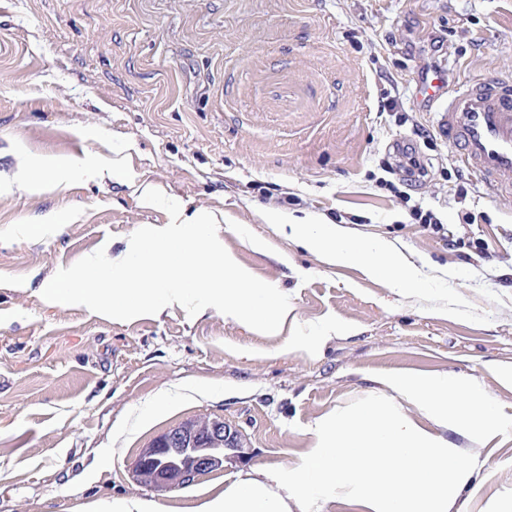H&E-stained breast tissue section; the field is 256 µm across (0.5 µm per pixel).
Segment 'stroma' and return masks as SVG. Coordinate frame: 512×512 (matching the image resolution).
<instances>
[{
    "label": "stroma",
    "mask_w": 512,
    "mask_h": 512,
    "mask_svg": "<svg viewBox=\"0 0 512 512\" xmlns=\"http://www.w3.org/2000/svg\"><path fill=\"white\" fill-rule=\"evenodd\" d=\"M434 69L448 81L428 100ZM487 76L512 78V0H0V512H190L240 470L296 466L315 423L381 398L371 380L390 372L470 377L512 417V194L490 197L441 130L449 94ZM44 157L67 181L22 189ZM89 164L120 174L89 181ZM148 185L214 215L239 264L288 294L278 334L213 308L115 321L43 300L57 269L168 223ZM271 214L387 241L424 283L325 264ZM326 324L322 345L283 352ZM202 417L242 451L183 487L140 484L141 450ZM448 438L475 468L463 512H512V429Z\"/></svg>",
    "instance_id": "1"
}]
</instances>
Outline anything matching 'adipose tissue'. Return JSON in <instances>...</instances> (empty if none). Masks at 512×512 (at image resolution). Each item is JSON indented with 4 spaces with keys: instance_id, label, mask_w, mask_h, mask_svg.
Masks as SVG:
<instances>
[{
    "instance_id": "ef3b65f1",
    "label": "adipose tissue",
    "mask_w": 512,
    "mask_h": 512,
    "mask_svg": "<svg viewBox=\"0 0 512 512\" xmlns=\"http://www.w3.org/2000/svg\"><path fill=\"white\" fill-rule=\"evenodd\" d=\"M281 230L335 265H360L393 288H418L417 270L404 266L381 240L356 241L328 223L280 222ZM389 396L353 405L319 420L313 445L294 468L254 466L194 512H289L296 502L312 512L319 501L355 502L366 512H453L474 475L444 436L453 430L484 441L512 427L470 378L445 371L381 378ZM430 428L419 425V418Z\"/></svg>"
}]
</instances>
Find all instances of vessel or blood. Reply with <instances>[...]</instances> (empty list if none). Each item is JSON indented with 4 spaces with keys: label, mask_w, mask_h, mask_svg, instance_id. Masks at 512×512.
Returning a JSON list of instances; mask_svg holds the SVG:
<instances>
[{
    "label": "vessel or blood",
    "mask_w": 512,
    "mask_h": 512,
    "mask_svg": "<svg viewBox=\"0 0 512 512\" xmlns=\"http://www.w3.org/2000/svg\"><path fill=\"white\" fill-rule=\"evenodd\" d=\"M442 132L494 192H512V82L486 77L456 91L448 99Z\"/></svg>",
    "instance_id": "1"
}]
</instances>
